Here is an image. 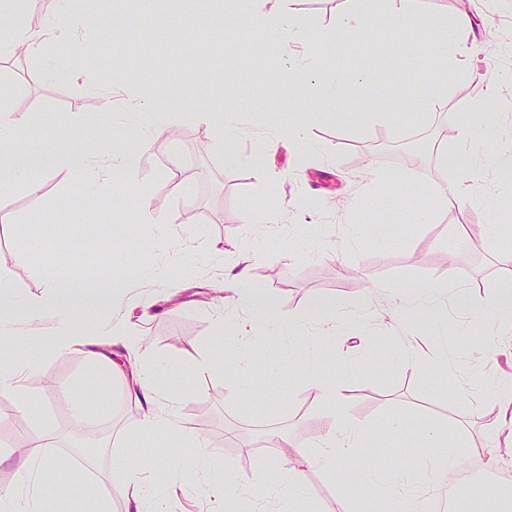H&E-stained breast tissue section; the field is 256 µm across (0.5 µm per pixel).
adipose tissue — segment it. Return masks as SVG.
Masks as SVG:
<instances>
[{"mask_svg":"<svg viewBox=\"0 0 512 512\" xmlns=\"http://www.w3.org/2000/svg\"><path fill=\"white\" fill-rule=\"evenodd\" d=\"M11 0H0V52L15 53L29 50L43 42L59 38L63 30L81 32L84 20L60 12L47 27L32 30L22 15L10 6ZM383 16H376L369 0H352L349 10L336 24L337 34L360 40L381 26H389L403 36L411 35L420 23L411 7V0H386ZM468 29L467 15H460L451 29L442 31L435 39L434 67L426 77L425 90L428 95L445 93L447 84L443 73L447 67L448 49L459 46L461 37ZM146 153L145 146L131 150L125 147H108L100 152L74 151L68 148L51 149L32 154L21 147H13L9 153L0 155V190L20 187L29 193H37L43 177L59 168L68 169L73 177L91 185L104 200L111 201L115 195L112 175L115 171L134 173ZM64 291L66 300H59L55 293L33 299L27 298L13 305H0V324L11 322L15 316L37 322L51 316L53 322V349L57 354L68 353L76 343H84L86 356L92 367L103 370L108 377L123 380L128 395L137 402L141 415L137 432L148 435L166 430L187 443L203 447L201 436L190 428L178 413L179 400L175 394L162 390L156 380L150 360L152 355L131 332L128 322L112 319L98 333H89L86 325L105 306L110 304L115 292L109 282L68 284ZM111 346H122L127 351L125 362L112 360L100 342ZM326 359L322 346L309 345L306 350V367L314 386L323 392V398L336 414L339 429L336 434L320 440L314 449L297 450L292 459H280L278 465L284 469L288 484V512H316L314 492L306 484L308 470L319 468L329 474H341V486L347 501L344 512H356V506L367 489L379 488L388 504V512H427L430 500L427 495L413 492L412 487L420 481L442 484L459 473L463 459L457 448L448 444L447 438L437 426L424 430L428 453L431 457L429 473H410L400 469L387 471L382 461L361 464L357 453L364 446L367 431L362 423L350 414V404L342 389L333 379L321 372ZM261 362L268 369H275L276 359L264 337L243 333L220 335L216 338V354L202 361V368L220 372L237 388L249 383L247 365Z\"/></svg>","mask_w":512,"mask_h":512,"instance_id":"obj_1","label":"adipose tissue"}]
</instances>
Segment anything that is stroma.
<instances>
[{
	"instance_id": "stroma-1",
	"label": "stroma",
	"mask_w": 512,
	"mask_h": 512,
	"mask_svg": "<svg viewBox=\"0 0 512 512\" xmlns=\"http://www.w3.org/2000/svg\"><path fill=\"white\" fill-rule=\"evenodd\" d=\"M71 4L94 25L86 36L89 54L73 57L70 44L57 41L0 58L16 136L34 152L119 138L138 145L151 119L129 117L130 100L108 88L114 77L124 87H167L172 131L149 138L133 175L115 172L125 205L106 206L63 170L47 175L38 194L18 189L5 196L0 203L14 221L0 223V278L23 297L42 295L54 280L107 278L124 289L112 315L127 318L159 360L160 384L180 393L179 413L205 445L189 448L165 434L132 438L140 409L120 379L86 402L92 369L84 353L30 350L29 336L47 333L50 322H14L10 332L31 360L24 383L31 402L0 394V488H20L21 447L30 440L52 437L53 457L72 448L80 412L100 437L97 452L66 480L43 472L54 492L41 499L40 512H89L104 496L110 512H125L124 497L110 493L117 457L139 461L145 485L166 496L174 512H250L260 503L283 512V473L274 466L275 451L259 439L316 441L338 428L295 359L282 357L272 380L255 367L242 393L216 372L175 374L209 354L217 317L265 333L245 305L218 288L225 274L243 267L247 287L271 297L281 318H301L321 301L339 304L327 364L339 372L350 412L367 429L362 462L383 451L399 467L418 469L427 456V424L459 447L482 448L506 435L487 397L497 375L512 374V334L488 322L477 327L485 349L477 360L469 338L458 335L454 294L444 297L442 313L413 321L374 288L450 277L479 307L512 282L499 261L501 240L488 232L493 224L512 225V0H414L423 22L414 38L380 31L358 44L325 36L348 0H262V12L291 14L303 30L304 41L289 50L299 63L324 77L375 72L374 81L351 84L346 97L324 108L287 85L257 17L225 16V0H217L208 25L198 24L194 0H156L152 16L128 29L113 28L112 19L134 11L135 0ZM463 13L471 19L466 51L448 60L447 93L426 98L421 85L435 30ZM60 57L68 59L67 70L51 72L50 61ZM204 74L233 88L225 109L237 115L234 136L197 118L183 98ZM486 90L494 95L490 114L470 112L471 100ZM292 119L304 125L309 151L281 135ZM443 126L447 151L465 135L477 145L485 161L481 200L443 202L442 190L465 182L435 161L433 135ZM177 169L179 181H169ZM267 208L279 212L278 224L244 223L246 214ZM30 249L35 260L12 261ZM153 296L158 302L149 313L136 308ZM406 327L427 357L415 372L403 368L395 339ZM394 416L406 418V431L384 433ZM499 455L494 469L466 459L465 480L443 484L437 496L464 492L476 512H512V454ZM221 480L233 485L228 496L212 491Z\"/></svg>"
}]
</instances>
